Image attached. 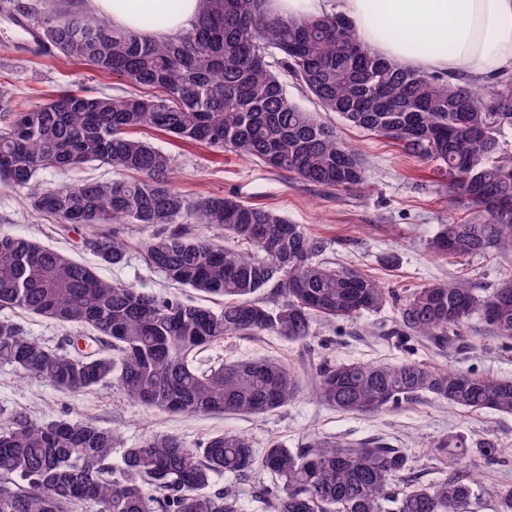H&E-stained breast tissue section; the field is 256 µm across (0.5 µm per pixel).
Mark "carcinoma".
<instances>
[{
    "instance_id": "carcinoma-1",
    "label": "carcinoma",
    "mask_w": 512,
    "mask_h": 512,
    "mask_svg": "<svg viewBox=\"0 0 512 512\" xmlns=\"http://www.w3.org/2000/svg\"><path fill=\"white\" fill-rule=\"evenodd\" d=\"M84 0L11 3L13 20H36L35 47L84 61L136 89L124 96L66 89L47 103L14 105L0 84V184L26 193L33 210L90 233L85 245L117 265L127 245L111 224L159 231L142 252L173 284L224 298L213 310L101 278L95 267L26 236L0 231V308L76 330L83 351L50 349L0 320V364L68 393L117 385L136 405L186 415H264L288 405L297 374L281 362L245 360L202 370L204 347L227 336L316 335V322L350 321L399 303L397 324L416 341L452 345L469 317L483 316L512 348V276L482 297L466 280L399 296L371 276L319 260L322 242L300 224L234 197L188 198L174 186V159L132 130L230 151L314 186L349 190L364 181L359 154L335 127L291 102L266 62L273 47L324 112L393 142L432 173L471 214L429 240L448 260L512 252V155L499 136L512 128V81L490 94L470 83L405 69L371 54L341 13L270 18L265 0H199L192 27L151 39L120 29ZM99 162L105 182L47 188L42 171ZM224 230L218 244L186 225ZM272 287L276 304L258 297ZM430 394L469 411L512 414V378L440 370L416 360L323 362L315 396L342 413L367 414ZM450 479L394 483L406 468L393 448L309 437L296 450L272 440L261 454L235 432L190 445L154 433L128 445L90 422L24 412L0 417V512H243L241 495L260 471L274 475L273 512H470L487 493L465 460ZM224 474L237 484L214 490Z\"/></svg>"
}]
</instances>
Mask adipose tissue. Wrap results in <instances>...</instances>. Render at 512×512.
<instances>
[{
    "label": "adipose tissue",
    "mask_w": 512,
    "mask_h": 512,
    "mask_svg": "<svg viewBox=\"0 0 512 512\" xmlns=\"http://www.w3.org/2000/svg\"><path fill=\"white\" fill-rule=\"evenodd\" d=\"M114 27L137 29L164 14L153 38L191 28L199 0H88ZM268 14L306 18L340 10L357 40L404 68L487 85L512 72V0H266Z\"/></svg>",
    "instance_id": "adipose-tissue-1"
}]
</instances>
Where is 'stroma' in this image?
Listing matches in <instances>:
<instances>
[{
    "label": "stroma",
    "instance_id": "stroma-1",
    "mask_svg": "<svg viewBox=\"0 0 512 512\" xmlns=\"http://www.w3.org/2000/svg\"><path fill=\"white\" fill-rule=\"evenodd\" d=\"M17 43L18 35L11 23L0 16V83L16 100L43 103L72 86L93 95H115L123 90L117 81L81 61L34 55L19 49ZM327 120L335 125L344 143L364 156L362 188L349 192L327 190L233 153H215L147 128L137 129L136 135L172 155L174 183L182 194L234 195L269 209L321 238L325 245L323 260L355 268L384 287L408 293L427 284L466 277L477 293L485 296L512 275V252L460 262L431 255L428 241L441 225L465 217L463 207L435 180L428 165L406 159L390 141L336 115H328ZM0 230L34 238L97 266L106 279L144 292L176 293L215 309L223 304L222 299L177 288L145 263L141 243L154 234L151 226L115 225V232L129 248L124 263L108 265L86 249L81 233L32 210L23 192L0 185ZM0 318L15 321L27 336L52 348L66 345L72 333L71 328L18 310H1ZM396 318L397 311L389 304L348 322L318 326L316 337L304 344L272 334L228 336L202 351L197 361L204 368L223 361L266 358L285 363L297 373V399L263 416L146 411L131 403L117 387L65 393L47 382L23 379L8 365H0V413L24 411L35 418L88 421L115 429L130 442L164 432L194 445L223 430L245 435L259 451L272 440L294 449L312 434L353 446L375 440L400 449L407 457L408 472L429 483L443 482L451 473L448 458L438 452V444L461 436L473 472L493 489L492 494L478 500L473 512H497L499 496L512 490V415L491 410L469 412L430 395L395 408L351 415L323 406L314 398L312 373L316 364L325 360L388 363L416 359L440 369L512 377V350L503 348L480 315L471 317L461 341L443 350L396 335ZM488 442L497 449L491 460L483 454Z\"/></svg>",
    "mask_w": 512,
    "mask_h": 512
}]
</instances>
